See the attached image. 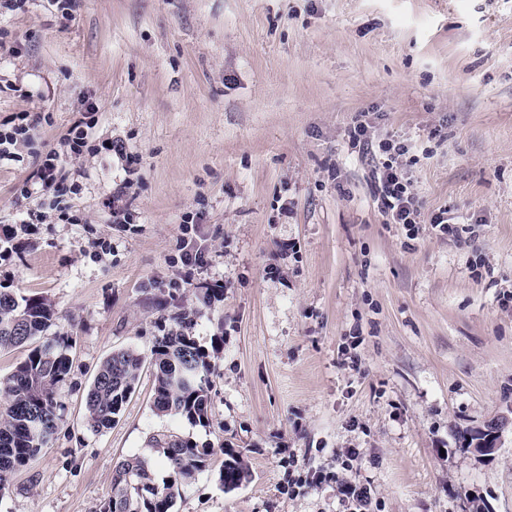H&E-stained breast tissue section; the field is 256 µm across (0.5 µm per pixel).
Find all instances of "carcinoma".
Returning <instances> with one entry per match:
<instances>
[{"mask_svg": "<svg viewBox=\"0 0 512 512\" xmlns=\"http://www.w3.org/2000/svg\"><path fill=\"white\" fill-rule=\"evenodd\" d=\"M53 304L43 297H16L0 290V350L26 347L28 354L0 382V488L17 468L47 447L62 419L59 390L70 372L69 339H48ZM150 349L154 365L153 408L161 416L208 421L210 375L214 356L191 334L190 313L171 318ZM145 356L133 349L113 352L99 364L85 395V420L93 430L109 428L136 390ZM222 448H205L189 437L163 431L152 435L148 448L115 466L112 495L98 512H173L184 488L208 470ZM162 460L167 475L157 474ZM250 470L241 456L221 462L218 482L226 491L248 481Z\"/></svg>", "mask_w": 512, "mask_h": 512, "instance_id": "carcinoma-1", "label": "carcinoma"}]
</instances>
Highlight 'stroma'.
Instances as JSON below:
<instances>
[{"label":"stroma","instance_id":"obj_1","mask_svg":"<svg viewBox=\"0 0 512 512\" xmlns=\"http://www.w3.org/2000/svg\"><path fill=\"white\" fill-rule=\"evenodd\" d=\"M60 3L0 7V131L30 128L0 161V289L50 300L72 341L58 430L0 512H97L164 430L251 473L227 492L206 470L174 512H345L340 478L371 512H512V429L490 460L463 439L512 420V0ZM358 122L406 144L417 236L387 223ZM51 148L71 218L30 224L20 190ZM187 239L206 251L189 279ZM180 310L218 356L207 422L157 416L147 364L87 427L100 361L149 355ZM340 500L355 507V512H369L371 504V490L365 486L357 485L345 480L336 481Z\"/></svg>","mask_w":512,"mask_h":512}]
</instances>
